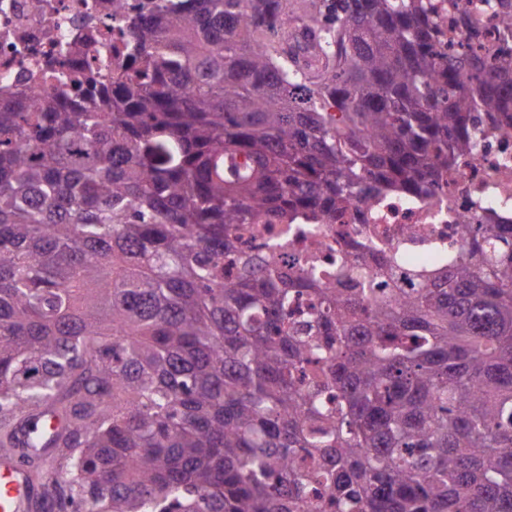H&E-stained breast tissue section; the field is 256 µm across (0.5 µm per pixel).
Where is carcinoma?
<instances>
[{"label":"carcinoma","mask_w":512,"mask_h":512,"mask_svg":"<svg viewBox=\"0 0 512 512\" xmlns=\"http://www.w3.org/2000/svg\"><path fill=\"white\" fill-rule=\"evenodd\" d=\"M127 34L145 66L0 99V447L56 449L49 512H512V224L385 296L395 249L289 273L235 236L429 194L512 116V50L439 51L422 0H167Z\"/></svg>","instance_id":"1"}]
</instances>
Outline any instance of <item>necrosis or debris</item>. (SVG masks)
I'll return each mask as SVG.
<instances>
[{
  "instance_id": "4bbe7bcc",
  "label": "necrosis or debris",
  "mask_w": 512,
  "mask_h": 512,
  "mask_svg": "<svg viewBox=\"0 0 512 512\" xmlns=\"http://www.w3.org/2000/svg\"><path fill=\"white\" fill-rule=\"evenodd\" d=\"M456 0H426L441 43L472 41L486 58L502 43L498 20L475 0L469 26L457 24ZM123 12L112 0H0V92L31 96L52 85L67 89L78 77L108 65H130L124 29L127 16L152 8L156 0H124ZM474 158L449 169L432 196L390 192L359 199L337 215L335 223L299 216L289 223H256L240 231L243 245L275 251L292 270L311 263L334 269L348 245L368 244L375 256L400 250L408 266L443 268L476 224L512 222V131L479 114Z\"/></svg>"
}]
</instances>
